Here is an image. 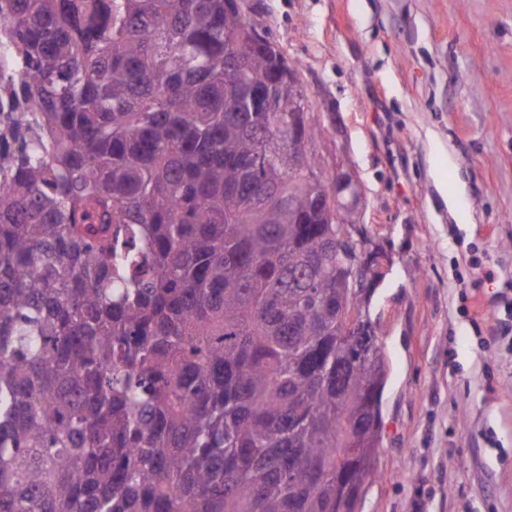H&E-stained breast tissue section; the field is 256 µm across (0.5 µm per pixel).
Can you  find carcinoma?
I'll return each mask as SVG.
<instances>
[{"label":"carcinoma","mask_w":512,"mask_h":512,"mask_svg":"<svg viewBox=\"0 0 512 512\" xmlns=\"http://www.w3.org/2000/svg\"><path fill=\"white\" fill-rule=\"evenodd\" d=\"M226 4L0 0V512H347L373 474L368 271Z\"/></svg>","instance_id":"carcinoma-1"}]
</instances>
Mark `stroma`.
Returning a JSON list of instances; mask_svg holds the SVG:
<instances>
[{"mask_svg":"<svg viewBox=\"0 0 512 512\" xmlns=\"http://www.w3.org/2000/svg\"><path fill=\"white\" fill-rule=\"evenodd\" d=\"M251 2L384 256L390 372L358 512H512V0Z\"/></svg>","mask_w":512,"mask_h":512,"instance_id":"1","label":"stroma"}]
</instances>
